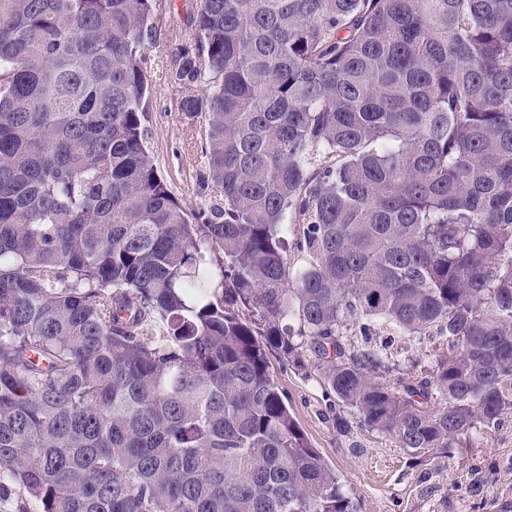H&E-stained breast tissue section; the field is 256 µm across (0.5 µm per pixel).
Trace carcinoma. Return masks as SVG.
Masks as SVG:
<instances>
[{
	"mask_svg": "<svg viewBox=\"0 0 512 512\" xmlns=\"http://www.w3.org/2000/svg\"><path fill=\"white\" fill-rule=\"evenodd\" d=\"M160 6L0 0V491L357 512L268 354L415 459L512 415V0H197L194 213L142 122ZM397 336L438 337L432 368Z\"/></svg>",
	"mask_w": 512,
	"mask_h": 512,
	"instance_id": "obj_1",
	"label": "carcinoma"
}]
</instances>
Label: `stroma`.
Instances as JSON below:
<instances>
[{
	"label": "stroma",
	"instance_id": "1",
	"mask_svg": "<svg viewBox=\"0 0 512 512\" xmlns=\"http://www.w3.org/2000/svg\"><path fill=\"white\" fill-rule=\"evenodd\" d=\"M195 4L172 0L162 8L143 63L151 87L144 119L150 147L169 190L190 212L214 199L201 154L204 121L187 120L179 111L182 92L170 80L186 13ZM270 367L312 446L354 490L360 512H512V416L491 436L416 464L378 434L357 429L342 436L336 420L349 411L316 381L311 367L277 353Z\"/></svg>",
	"mask_w": 512,
	"mask_h": 512
}]
</instances>
